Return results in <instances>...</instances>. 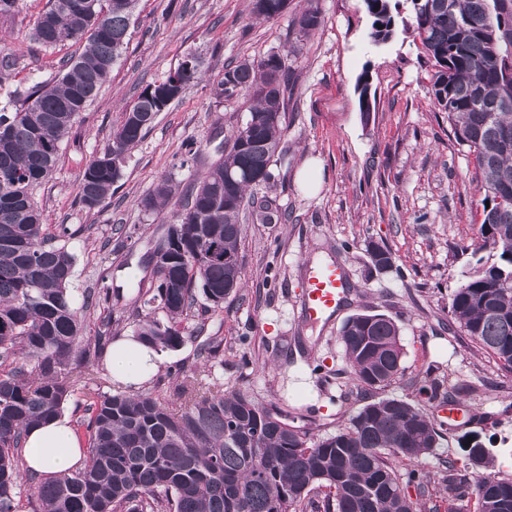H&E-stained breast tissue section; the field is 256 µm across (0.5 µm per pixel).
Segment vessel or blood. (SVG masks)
Wrapping results in <instances>:
<instances>
[{
	"label": "vessel or blood",
	"instance_id": "1",
	"mask_svg": "<svg viewBox=\"0 0 512 512\" xmlns=\"http://www.w3.org/2000/svg\"><path fill=\"white\" fill-rule=\"evenodd\" d=\"M349 290L340 266L330 264L310 269L300 305L303 321L317 325L328 321L347 303Z\"/></svg>",
	"mask_w": 512,
	"mask_h": 512
}]
</instances>
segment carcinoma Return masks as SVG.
Returning a JSON list of instances; mask_svg holds the SVG:
<instances>
[{"mask_svg": "<svg viewBox=\"0 0 512 512\" xmlns=\"http://www.w3.org/2000/svg\"><path fill=\"white\" fill-rule=\"evenodd\" d=\"M373 18L375 44L394 32L397 3L363 0ZM80 4L79 13L69 5ZM136 0H47L29 28L35 44L56 50L86 41L85 51L60 61L53 77L27 88L14 85L19 58L0 52V512H17L22 473L18 451L29 428L60 415L74 401L88 442L85 466L33 486L39 512H512V478L490 467L489 450L465 447L450 459L439 485L416 468L438 447L445 423L419 402L379 397L350 412L345 424L322 431L287 408L266 405L223 385L200 386L192 375L174 387L176 410L157 390L138 396L99 391L75 397L71 365L86 366L98 351L82 345L83 311L112 294L90 293L81 307L70 294L75 257L45 235L34 201L80 114L100 94L126 49ZM410 27L433 68L435 106L447 114L455 143L471 157L483 198L475 259L449 303L450 327L470 337L499 369L512 373V0H411ZM253 13L273 18L282 0H254ZM299 34L321 25L311 6L295 19ZM158 83H149L126 109L112 146L90 161L79 181V201L93 210L112 196L126 155L159 112ZM288 93L284 58L224 68L215 95L249 100L248 137H224V155L180 194L167 179L141 200L160 212L177 197L141 260L135 336L158 349L197 343L200 354L224 364L223 339L201 336L199 313L223 308L224 285L241 286L243 220L278 223L285 216L249 190L273 179L282 154ZM168 245L162 265L152 252ZM205 303L198 304V297ZM499 296V313L489 299ZM346 374L353 386L381 393L404 375L400 329L383 313H355L340 331ZM428 400L448 395L444 381L424 371L414 377ZM417 491V498L408 488Z\"/></svg>", "mask_w": 512, "mask_h": 512, "instance_id": "carcinoma-1", "label": "carcinoma"}]
</instances>
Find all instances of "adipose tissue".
<instances>
[{
  "label": "adipose tissue",
  "instance_id": "ef3b65f1",
  "mask_svg": "<svg viewBox=\"0 0 512 512\" xmlns=\"http://www.w3.org/2000/svg\"><path fill=\"white\" fill-rule=\"evenodd\" d=\"M160 356L135 337L116 338L108 351L106 369L113 380L137 387L157 373ZM25 457L34 474L53 478L74 471L84 454L67 417L28 431L24 444Z\"/></svg>",
  "mask_w": 512,
  "mask_h": 512
}]
</instances>
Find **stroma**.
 Masks as SVG:
<instances>
[{"label": "stroma", "instance_id": "obj_1", "mask_svg": "<svg viewBox=\"0 0 512 512\" xmlns=\"http://www.w3.org/2000/svg\"><path fill=\"white\" fill-rule=\"evenodd\" d=\"M45 4L21 0L15 18L0 22V50L20 57L16 81L24 86L34 72L49 76L61 58L84 50L79 42L47 52L30 42L29 23ZM304 5L290 0L278 16L258 19L253 0H138L125 52L36 197L46 233L59 234L64 226L72 232L66 245L75 256V303L107 287L121 293L120 300L88 311L84 340L95 344L107 316L113 335H133L139 280L132 272L164 230L141 199L162 179L184 186L202 175V168L179 165L186 142L216 160L225 135L245 122L246 99L213 94L225 66L277 53L288 65L286 153L273 167L274 181L255 193L272 198L287 219L245 224L246 285L205 320V335L224 340L223 365L185 343L163 351L161 369L143 392L173 389L182 371L191 370L263 403L285 397L289 407L335 430L339 408L354 411L373 395L349 383H325L324 374L346 366L339 342L346 317L374 310L396 322L405 351V374L386 396L414 399L412 380L429 368L447 384L471 386L455 399L473 422L445 431L422 468L440 477L443 461L462 457L464 437L474 434L489 449L493 472L512 478V374L448 329L450 297L470 269L478 237L481 182L432 102L431 69L413 33L399 28L389 42L373 44L363 0H316L323 23L303 37L294 18ZM189 55L199 58L202 79L129 150L111 199L83 208L80 175L111 146L125 108ZM364 85L371 96L366 117L359 109ZM372 243L391 253L392 268L375 267ZM321 257L343 266L351 296L332 321L310 327L300 317V301L305 271Z\"/></svg>", "mask_w": 512, "mask_h": 512}]
</instances>
